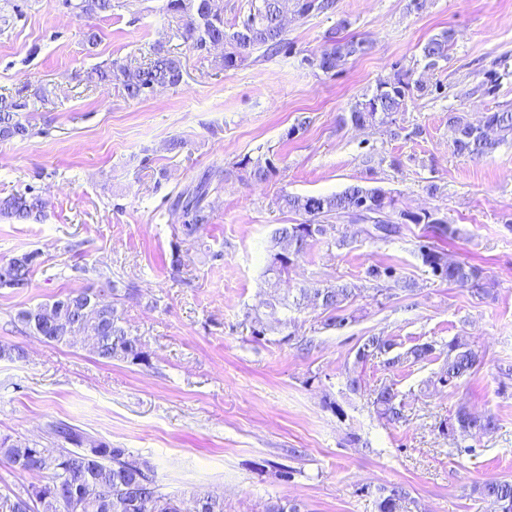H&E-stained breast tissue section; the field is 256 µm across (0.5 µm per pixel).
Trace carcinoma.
I'll list each match as a JSON object with an SVG mask.
<instances>
[{"label":"carcinoma","instance_id":"cac0c4a2","mask_svg":"<svg viewBox=\"0 0 512 512\" xmlns=\"http://www.w3.org/2000/svg\"><path fill=\"white\" fill-rule=\"evenodd\" d=\"M293 2L295 12L301 16L312 12L325 13L335 6V0H250L248 14L232 32L225 31L224 13L217 0H168L167 10L179 15L182 21V38L196 51H206L213 42L224 45L221 67L234 69L241 64L246 54L254 49L265 48L272 54L288 49L285 30L281 22L282 13ZM64 4L81 14H98L112 11V0H63ZM350 22L341 19L336 31L328 38L327 47L311 60L325 73L331 72L349 57L367 54L372 44L365 38L357 39L342 35ZM453 37L451 30L430 38L421 48L422 57L432 66L448 59V49ZM183 79L181 60L161 48L153 50L149 62L134 66L130 63L109 62L99 65L87 73V81L95 85H120L130 98L147 96L156 85L176 86ZM426 85L412 79L408 71H397L378 82L371 97L358 101L350 109L349 117L341 122L353 124L365 122L373 125L383 123L396 112L406 110L408 100L417 93H424ZM453 137V153L468 157H483L493 153L501 143L512 137V111L487 112L480 121L472 122L461 115L448 117ZM34 135L32 116L27 100L0 96V140L24 141ZM238 166L250 170L255 181H265L274 171V164L267 157L243 158ZM224 178V171L204 174L198 183L179 193L174 205L183 211L181 232L186 237L199 233L206 221L202 202L209 192L213 177ZM371 199L376 211L367 235L376 240L387 241L401 232V224L390 220L396 206L395 200L383 188L369 194V189L358 185L331 195H286L281 205L291 212L308 216V234H303L302 225L284 224L278 228L279 235L273 245L281 240L293 244L295 257H300L308 239L327 235L332 224H321L317 219L350 217L358 211L362 201ZM43 203L40 197L30 192H16L0 197V216L26 221L38 219ZM410 223L423 224L435 230L434 236L453 238L457 229L451 224H434L426 214L414 213ZM422 263L433 276L459 288H468L478 294L488 293V281L481 268L468 262H448L445 253L431 244L419 249ZM35 254L24 253L0 264V288H15L28 283ZM360 288L353 283L327 285L322 288H302L300 296L329 313L325 326L336 327L346 318L336 315L357 296ZM101 292L109 293L111 305L85 311L87 302ZM135 297L131 288L120 290L109 279H99L86 287L64 295L19 308L13 321L29 336L44 343L67 345L71 336L86 333L95 340L89 344L90 352L98 359L112 362L122 361L137 365H150L149 354L143 345L131 337L123 311L122 300ZM396 343L386 336L370 335L362 339L356 351V363L363 364L384 358L387 368L395 369L404 363L418 364L433 358H443L439 378L451 388L458 387L461 380L480 367L483 357L469 343L453 338L447 342L430 341L417 343L404 352L395 351ZM371 405L377 416L389 425L406 420L405 400L394 385H383L373 390ZM498 427L493 415L477 416L461 406L446 424V434L459 445L476 433H491ZM0 457L5 458L19 473H46L48 481L42 484L21 485L19 490L0 495V512H65L60 506L57 492L70 485L83 488V497L71 512H183L184 500L174 493L165 492L156 480L148 461L137 459L140 470L136 473L126 469L134 458L125 448H114L106 442L89 440L78 427L63 420L47 425V443H30L0 437ZM472 493L481 500L490 502L496 512H512V481H492L476 484ZM409 493L400 485L381 488L377 500V512H403ZM198 503V512H224V500L207 491L192 495Z\"/></svg>","mask_w":512,"mask_h":512}]
</instances>
